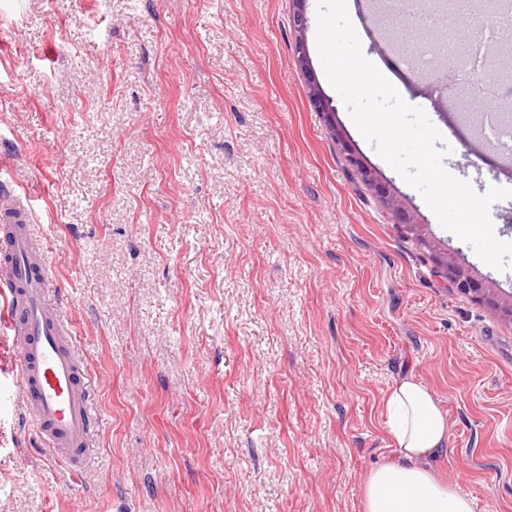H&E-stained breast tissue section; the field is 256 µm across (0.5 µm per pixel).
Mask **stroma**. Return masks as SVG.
I'll return each instance as SVG.
<instances>
[{
	"label": "stroma",
	"instance_id": "stroma-1",
	"mask_svg": "<svg viewBox=\"0 0 512 512\" xmlns=\"http://www.w3.org/2000/svg\"><path fill=\"white\" fill-rule=\"evenodd\" d=\"M349 17L477 193L512 187L454 108ZM291 0H0V150L57 266L102 416L80 477L0 412V512H363L383 399L414 376L448 415L433 462L512 512V322L439 277L348 166L343 128L430 232L503 293L360 134ZM317 83L335 125L310 103ZM307 1L308 0H292L293 29L295 32L294 60L296 65L305 72L310 70L311 63L307 48Z\"/></svg>",
	"mask_w": 512,
	"mask_h": 512
}]
</instances>
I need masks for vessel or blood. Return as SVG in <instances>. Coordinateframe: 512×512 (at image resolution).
Returning <instances> with one entry per match:
<instances>
[{
  "label": "vessel or blood",
  "instance_id": "vessel-or-blood-1",
  "mask_svg": "<svg viewBox=\"0 0 512 512\" xmlns=\"http://www.w3.org/2000/svg\"><path fill=\"white\" fill-rule=\"evenodd\" d=\"M0 153V325L18 343L13 397L48 455L80 476L101 423L91 375L62 303L52 297L55 265L34 229L32 198L10 175Z\"/></svg>",
  "mask_w": 512,
  "mask_h": 512
}]
</instances>
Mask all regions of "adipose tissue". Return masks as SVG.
Returning a JSON list of instances; mask_svg holds the SVG:
<instances>
[{"label":"adipose tissue","mask_w":512,"mask_h":512,"mask_svg":"<svg viewBox=\"0 0 512 512\" xmlns=\"http://www.w3.org/2000/svg\"><path fill=\"white\" fill-rule=\"evenodd\" d=\"M384 408L390 455L369 475L363 512H474L472 498L432 469L448 446V417L424 383L410 375L395 381Z\"/></svg>","instance_id":"ef3b65f1"}]
</instances>
